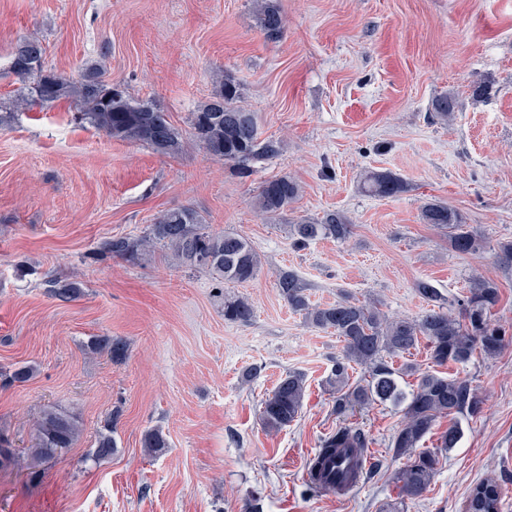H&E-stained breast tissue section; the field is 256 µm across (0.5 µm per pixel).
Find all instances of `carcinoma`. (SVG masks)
I'll return each mask as SVG.
<instances>
[{"mask_svg":"<svg viewBox=\"0 0 512 512\" xmlns=\"http://www.w3.org/2000/svg\"><path fill=\"white\" fill-rule=\"evenodd\" d=\"M252 17L255 26L269 38L283 34L284 18L277 0H256ZM45 49L34 38H23L12 48L11 66L25 83L17 106L30 108L68 99L81 119L107 136L121 141L146 144L164 155H176L183 150L182 132L153 101L136 100L120 86L105 78L102 68L87 65L77 81L49 70L44 65ZM36 81L28 83V79ZM216 90L191 114L192 135L209 156L235 166L242 175L252 172L253 164L278 156L282 142L273 137H261L255 114L241 105L242 84L230 72L216 76ZM456 100L448 95L436 99V118L446 121L456 111ZM365 192L390 197L406 191L403 179L390 172H371L363 182ZM299 194L297 182L288 175L277 176L261 183L257 195L259 212L273 219L295 202ZM422 220L448 232L452 248L461 254L481 248L476 236L463 228L465 221L456 210L441 202H428L421 210ZM352 234V223L339 211L327 212L318 218H302L290 225L295 243L305 245L321 238L345 240ZM171 249L174 258L190 269L204 270L226 282L244 283L253 279L260 260L247 239L233 234H213L202 217L190 207L170 210L150 225L147 234L136 239L112 238L100 244L106 255L134 262L154 245ZM277 288L288 306L302 312L315 327L330 330L342 338L343 354L336 360L329 384L336 389V414L365 408L375 402H405L403 420L392 437L391 448L406 462L394 474L402 499L416 500L430 487L444 455L454 448L460 429L452 423L440 437L433 451L421 450V441L443 417L466 414L476 416L483 411L484 400L469 381L448 378L439 372L417 374L416 384L406 395L401 390L396 371L386 357L397 356L415 348L420 340L427 341L430 359L435 366L450 362L466 363L477 351L495 356L505 347V332L490 319L491 309L500 300L498 285L483 277L475 278L467 295L447 299L428 281L416 283V291L430 305L417 319L390 318L377 306L356 302L345 297L326 307L310 306L306 285L294 271L279 274ZM49 292L60 300H70L79 293L75 283L54 281ZM254 311L243 298L224 300V319L247 323ZM365 367L368 378L349 384V365ZM305 394V377L290 371L280 378L265 399L261 419L269 431H281L298 417ZM117 417H112L99 435L95 448L86 459L99 464L111 458L117 448L113 436ZM79 434L76 420L65 412L47 410L35 424V459L53 456L62 448H70ZM143 446L152 454H161L168 447L162 431L146 432ZM369 447L366 434L359 428L341 425L325 438L316 467L321 478L335 484L343 492L355 478L342 451L357 452ZM500 492L497 484L487 479L478 483L467 499L466 512H500Z\"/></svg>","mask_w":512,"mask_h":512,"instance_id":"cac0c4a2","label":"carcinoma"}]
</instances>
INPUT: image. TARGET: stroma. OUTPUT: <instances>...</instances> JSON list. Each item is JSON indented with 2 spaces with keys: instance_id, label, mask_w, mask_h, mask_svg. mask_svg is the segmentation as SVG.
Listing matches in <instances>:
<instances>
[{
  "instance_id": "obj_1",
  "label": "stroma",
  "mask_w": 512,
  "mask_h": 512,
  "mask_svg": "<svg viewBox=\"0 0 512 512\" xmlns=\"http://www.w3.org/2000/svg\"><path fill=\"white\" fill-rule=\"evenodd\" d=\"M279 4L285 30L270 40L252 0H0V371L35 368L28 382L0 384V434L19 456L0 469V512H385L399 497L392 476L403 461L390 441L403 411L377 402L337 416L326 379L343 344L288 306L276 286L283 270L298 273L311 304L350 297L409 318L427 308L417 281L456 299L473 277L497 283L491 318L507 346L442 369L469 380L484 409L457 416L456 448L405 512H464L487 478L512 512V261L500 251L512 242V0ZM21 37L38 39L46 68L64 76L102 64L185 132L214 72L232 71L262 136L283 151L244 176L191 140L167 156L112 139L67 100L17 108L10 52ZM445 93L459 110L444 123L433 103ZM371 171L398 174L406 191L368 195ZM281 175L299 196L263 219L258 188ZM429 200L462 213L479 252H455L422 222ZM183 206L212 233L248 239L255 278L219 283L162 246L133 263L99 256L103 240L141 237ZM328 211L350 217L349 239L294 246L289 224ZM51 279L78 283L80 296L56 299ZM234 296L252 304L250 322L225 321ZM115 339L127 345L120 362L106 350ZM290 371L306 379L302 411L268 431L262 403ZM47 409L71 414L80 434L33 467L34 423ZM115 410V454L86 462ZM345 423L365 432L372 463L359 488L336 497L306 469ZM153 428L168 441L158 456L143 446Z\"/></svg>"
}]
</instances>
